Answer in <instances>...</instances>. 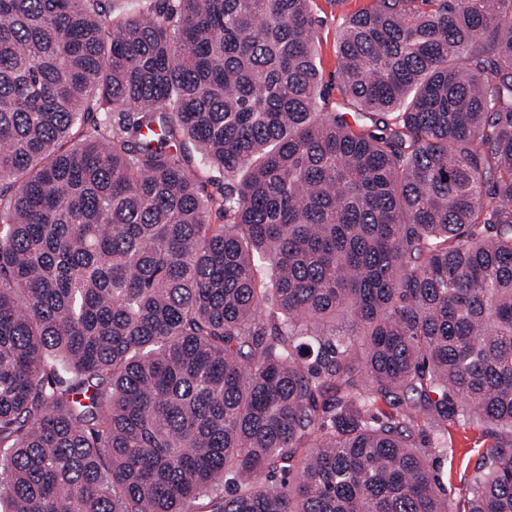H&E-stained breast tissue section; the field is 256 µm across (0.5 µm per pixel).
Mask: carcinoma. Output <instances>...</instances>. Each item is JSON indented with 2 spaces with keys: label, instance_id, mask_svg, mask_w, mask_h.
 <instances>
[{
  "label": "carcinoma",
  "instance_id": "1",
  "mask_svg": "<svg viewBox=\"0 0 512 512\" xmlns=\"http://www.w3.org/2000/svg\"><path fill=\"white\" fill-rule=\"evenodd\" d=\"M338 56L351 114L310 0H0L5 512H512V0ZM485 425L477 420L448 425V448L453 449V456L441 464L443 486L448 490V503L454 504L468 496L471 476L477 455L476 441H481Z\"/></svg>",
  "mask_w": 512,
  "mask_h": 512
}]
</instances>
